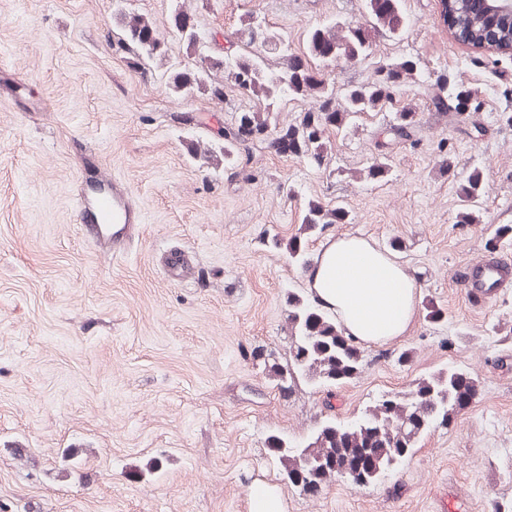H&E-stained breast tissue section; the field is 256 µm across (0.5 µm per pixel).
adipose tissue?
Listing matches in <instances>:
<instances>
[{
	"mask_svg": "<svg viewBox=\"0 0 512 512\" xmlns=\"http://www.w3.org/2000/svg\"><path fill=\"white\" fill-rule=\"evenodd\" d=\"M305 279L311 298L357 342L388 343L406 334L414 319L419 281L364 237L330 238Z\"/></svg>",
	"mask_w": 512,
	"mask_h": 512,
	"instance_id": "adipose-tissue-1",
	"label": "adipose tissue"
}]
</instances>
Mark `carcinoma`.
<instances>
[{"label":"carcinoma","instance_id":"carcinoma-1","mask_svg":"<svg viewBox=\"0 0 512 512\" xmlns=\"http://www.w3.org/2000/svg\"><path fill=\"white\" fill-rule=\"evenodd\" d=\"M450 8L462 41L476 42L491 27L498 36V47H512L511 18L478 9V0H451ZM364 16L368 18L365 26L335 18L310 29L303 48L295 51L282 34L253 22L251 13L240 23L239 42L229 40L222 46L217 41L219 33L201 36L193 15L177 5L170 16L171 30L183 42L190 63L168 71L167 88L174 95L196 90L222 103L224 79L228 78L250 99L249 108L234 113L230 124L215 132L224 141V165L241 166L239 173H244L257 148L320 165L330 147L331 132L362 115L382 111L407 83L418 80L415 62L393 61L375 68L366 82L335 90L330 77L319 70L326 57L338 63L360 62L372 54L373 38L397 39L409 28L403 0H364ZM113 18L119 30L118 45L131 56L134 68L142 69L146 62L166 55L155 20L120 7L115 8ZM267 50L279 55L278 67L266 63ZM431 76L433 98L446 110L459 111L460 99L472 95V90L448 81L445 73ZM306 98L314 99L313 107L297 113L290 122L279 123L276 110L282 104ZM415 117L416 112L406 107L394 112L386 130L390 140L410 138ZM389 171V164L378 158L363 178L382 181ZM485 189L483 171H470L459 184L456 223L472 224L479 219L475 207ZM347 216L342 206L310 199L299 232L289 238L274 234L268 238L269 246L286 255L289 264L304 269L310 265L308 240L320 237L334 224L346 223ZM288 302L290 356L286 365L275 362L268 369L276 388L289 393L301 379L330 393L357 375L364 361L361 344L345 336L341 323L308 296L290 291ZM478 385L473 373L439 372L418 379L407 393L382 395L353 422L324 421L295 450L284 448L276 438L270 445L278 453L283 476L312 496L334 478L363 487L409 455L424 433L448 425L474 399Z\"/></svg>","mask_w":512,"mask_h":512}]
</instances>
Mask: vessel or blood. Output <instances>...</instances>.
<instances>
[{
	"label": "vessel or blood",
	"instance_id": "obj_1",
	"mask_svg": "<svg viewBox=\"0 0 512 512\" xmlns=\"http://www.w3.org/2000/svg\"><path fill=\"white\" fill-rule=\"evenodd\" d=\"M80 222L87 235L99 243H111L113 250H121L123 241H108L104 226L116 224L134 225L138 222V214L130 201L127 192L121 187H113L111 192L99 194L94 201L79 200L77 203ZM459 279L467 291L480 294L490 283L505 284L506 273L495 263L476 262L466 267Z\"/></svg>",
	"mask_w": 512,
	"mask_h": 512
}]
</instances>
